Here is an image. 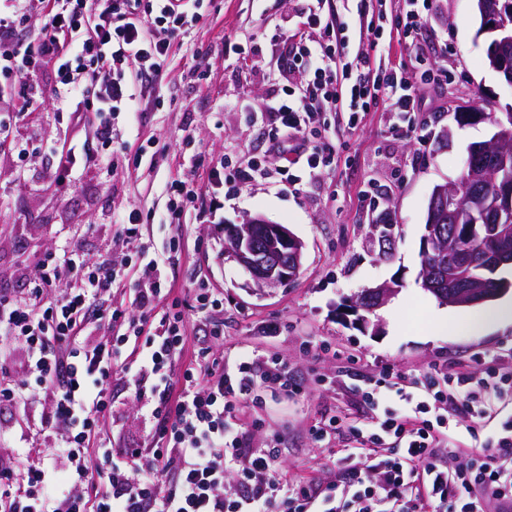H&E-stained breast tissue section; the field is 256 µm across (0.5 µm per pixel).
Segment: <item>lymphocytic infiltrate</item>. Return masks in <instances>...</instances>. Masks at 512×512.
Returning <instances> with one entry per match:
<instances>
[{"label":"lymphocytic infiltrate","instance_id":"lymphocytic-infiltrate-1","mask_svg":"<svg viewBox=\"0 0 512 512\" xmlns=\"http://www.w3.org/2000/svg\"><path fill=\"white\" fill-rule=\"evenodd\" d=\"M387 0H362L361 14L373 15L365 38L380 46L390 38L418 46L429 0H399L391 30L376 25ZM200 0H0V95L21 94L32 72L45 69L55 96L74 106H92L103 145L95 153L72 138L51 146L55 180L68 187L90 165L111 169L115 150L112 116L137 110L138 92L162 80L173 56L170 32L197 23ZM47 18L37 45L15 42L17 27L32 7ZM308 25L322 26L323 41L286 39L283 50L298 80L285 84L265 116L275 130L272 145L292 156L279 167L284 186L303 184L334 157L308 147L317 135L318 108L347 116L357 128L363 113L386 102L397 135L418 134L411 114L418 93L441 82L446 70L430 62L418 73L403 64L384 66L364 54L350 55L345 23L313 13ZM217 201L202 197L192 177L180 175L168 188L166 223L195 212L204 219ZM153 215L135 209L115 221L123 241L135 244L130 268L134 288L127 307H109L121 278L110 260H93L76 250L50 253L23 297L0 293V349L18 353L17 367L0 363V404L21 405L46 395L49 404L38 429L59 435L53 452L63 465L0 464V512H428L443 503L447 512H483L484 503L512 512V415L500 406L512 401V372L485 371L472 378L430 369L422 377L394 384L402 408L381 407L380 390L361 398L373 416L352 424L353 442L341 459V483H290L283 471L282 436L261 448L247 445L234 421L236 406L258 402L261 388L293 396L300 388L287 365L255 349L225 362L214 351L224 338L219 319L224 296L194 289L189 299H170L163 288L152 245L142 226ZM70 287H61L63 274ZM205 322L207 340L190 343L189 321ZM184 358L175 372L176 358ZM121 377L150 422L139 444L113 447L112 379ZM476 428L496 423L494 434L472 452L467 468L440 467V453L454 452L458 415ZM368 460L379 481L366 480L359 466ZM242 492L224 494L226 478Z\"/></svg>","mask_w":512,"mask_h":512}]
</instances>
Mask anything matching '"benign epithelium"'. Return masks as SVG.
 I'll return each instance as SVG.
<instances>
[{
	"label": "benign epithelium",
	"mask_w": 512,
	"mask_h": 512,
	"mask_svg": "<svg viewBox=\"0 0 512 512\" xmlns=\"http://www.w3.org/2000/svg\"><path fill=\"white\" fill-rule=\"evenodd\" d=\"M479 10L482 19L480 33L496 35L492 55L504 69L512 58V10L500 0H480ZM511 137L512 129L501 124L490 141L474 149L475 156L484 158L494 181L500 182L495 203L496 223L488 225L479 256L482 266L488 269L512 263V169L508 168V158L512 154L498 149ZM463 193L475 198L474 189L468 183L451 180L434 188L428 224L422 238L423 251L433 249L442 237L439 221L443 215H448V220L455 224L467 217L468 211L459 204ZM227 249L260 287L293 281L301 268L304 243L285 225L270 224L257 215L247 219L244 228L231 230ZM471 266L470 257L460 251L456 254L454 275L448 278V284L435 281L434 276L424 271L423 287L441 304L453 307L477 305L509 291L507 285L495 288L487 280L477 281L470 277ZM396 292L397 289L387 284L367 288L355 297L354 302L356 307L372 312Z\"/></svg>",
	"instance_id": "benign-epithelium-1"
}]
</instances>
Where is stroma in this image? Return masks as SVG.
<instances>
[{
  "mask_svg": "<svg viewBox=\"0 0 512 512\" xmlns=\"http://www.w3.org/2000/svg\"><path fill=\"white\" fill-rule=\"evenodd\" d=\"M318 7L317 0H201L196 26L170 37L175 57L151 92V109L113 120L125 149L111 170L86 168L62 192L50 154L0 161V290L25 293L40 262L63 244L125 268L135 248L117 237L114 218L131 209L164 210L166 184L177 167L192 171L197 155L236 166L265 156L279 166V156L268 152L271 127L259 113L283 82V40L305 33L304 22ZM479 26L475 0H434L425 36L433 49H447L449 79L421 96L415 115L421 139L392 134L381 111L339 134L335 114L323 112L320 124L328 133L314 144L333 152L335 161L304 186L286 187L274 173L225 193L215 222L190 217L147 227L174 296L187 298L202 286L223 289L224 351L263 350L286 362L302 387L288 399L264 392L262 404L241 405L236 414L252 447L284 435L289 479L336 478L348 437L340 432L319 443L312 430L332 415L370 416L356 390L383 372L412 379L436 364L452 375L512 369V322L478 334L430 330L433 314L457 310L440 304L420 279L434 187L455 179L469 146L495 131L483 120L458 124L457 112L501 118L512 112V86L490 68L491 37L478 35ZM233 44L244 46L245 54L229 53ZM26 93L35 105L19 121L18 137L47 145L62 140L66 120L51 73L30 78ZM382 211L392 215L385 240L377 227ZM257 214L286 225L304 243L302 268L289 284L257 287L222 249L225 225ZM173 240L180 249L169 250ZM392 282L397 293L359 321L352 299ZM111 422L116 446L140 442L146 433L127 385L119 382L112 385Z\"/></svg>",
  "mask_w": 512,
  "mask_h": 512,
  "instance_id": "stroma-1",
  "label": "stroma"
}]
</instances>
